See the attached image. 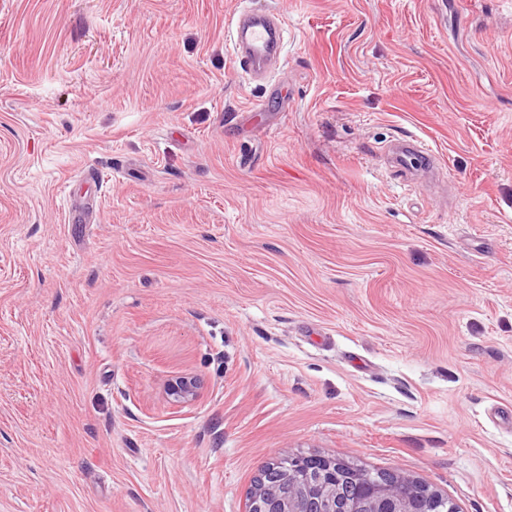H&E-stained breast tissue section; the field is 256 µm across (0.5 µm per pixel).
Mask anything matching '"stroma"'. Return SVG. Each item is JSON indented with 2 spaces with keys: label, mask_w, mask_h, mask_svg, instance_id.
I'll return each mask as SVG.
<instances>
[{
  "label": "stroma",
  "mask_w": 512,
  "mask_h": 512,
  "mask_svg": "<svg viewBox=\"0 0 512 512\" xmlns=\"http://www.w3.org/2000/svg\"><path fill=\"white\" fill-rule=\"evenodd\" d=\"M315 454L512 512V0H0V512ZM283 26L271 12L244 11L231 21V37L240 66L250 75L262 78L266 63L276 56L282 40Z\"/></svg>",
  "instance_id": "35a3bbf8"
}]
</instances>
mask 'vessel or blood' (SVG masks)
Returning <instances> with one entry per match:
<instances>
[{
    "label": "vessel or blood",
    "instance_id": "vessel-or-blood-1",
    "mask_svg": "<svg viewBox=\"0 0 512 512\" xmlns=\"http://www.w3.org/2000/svg\"><path fill=\"white\" fill-rule=\"evenodd\" d=\"M283 32L281 22L271 12L244 11L234 16L231 37L241 67L254 77H263L267 62L280 49Z\"/></svg>",
    "mask_w": 512,
    "mask_h": 512
}]
</instances>
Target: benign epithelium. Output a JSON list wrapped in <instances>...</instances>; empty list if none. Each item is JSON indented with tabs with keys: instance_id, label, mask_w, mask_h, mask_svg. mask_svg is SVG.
Segmentation results:
<instances>
[{
	"instance_id": "benign-epithelium-1",
	"label": "benign epithelium",
	"mask_w": 512,
	"mask_h": 512,
	"mask_svg": "<svg viewBox=\"0 0 512 512\" xmlns=\"http://www.w3.org/2000/svg\"><path fill=\"white\" fill-rule=\"evenodd\" d=\"M173 402L197 397V383L184 377L171 391ZM342 463L329 456L298 457L284 464L267 462L259 471L247 512H425L434 492L410 478L389 473L374 477L363 489L360 481L336 477Z\"/></svg>"
}]
</instances>
